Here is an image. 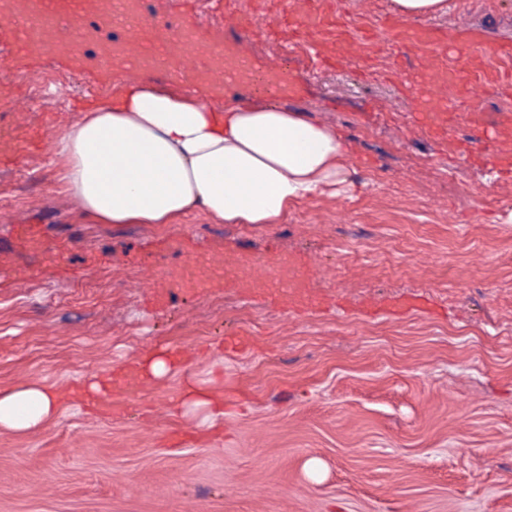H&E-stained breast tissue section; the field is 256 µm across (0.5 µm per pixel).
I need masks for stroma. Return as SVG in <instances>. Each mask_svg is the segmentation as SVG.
<instances>
[{
    "label": "stroma",
    "mask_w": 512,
    "mask_h": 512,
    "mask_svg": "<svg viewBox=\"0 0 512 512\" xmlns=\"http://www.w3.org/2000/svg\"><path fill=\"white\" fill-rule=\"evenodd\" d=\"M445 12L399 18L393 0H324L316 65L305 44L253 28L277 0H241L238 37L255 59L279 58L294 96L280 107L336 126L351 145L346 185L292 205L275 224H220L196 211L173 224H94L70 206L53 145L0 165V393L31 383L71 395L45 428H0V512H512V153L472 144L467 125L433 136L415 122L410 85L426 72L488 131L512 138V0H447ZM401 19L392 30V19ZM470 32H461L462 23ZM458 29L438 51L431 35ZM119 77L68 59L19 57L0 22V151L25 147L107 102ZM36 238L19 246L16 227ZM280 254L311 265L315 306L212 282L154 289L193 256ZM224 348V367L206 357ZM149 348L181 371L137 392L77 395ZM193 379L224 396L201 437L203 410L175 411Z\"/></svg>",
    "instance_id": "1"
}]
</instances>
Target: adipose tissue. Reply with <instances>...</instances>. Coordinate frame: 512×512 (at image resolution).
Returning a JSON list of instances; mask_svg holds the SVG:
<instances>
[{
  "mask_svg": "<svg viewBox=\"0 0 512 512\" xmlns=\"http://www.w3.org/2000/svg\"><path fill=\"white\" fill-rule=\"evenodd\" d=\"M65 189L97 224H171L197 209L227 224H273L342 183L349 150L335 128L271 104L211 108L145 83L122 86L55 140ZM67 393H0V428L47 426Z\"/></svg>",
  "mask_w": 512,
  "mask_h": 512,
  "instance_id": "ef3b65f1",
  "label": "adipose tissue"
}]
</instances>
